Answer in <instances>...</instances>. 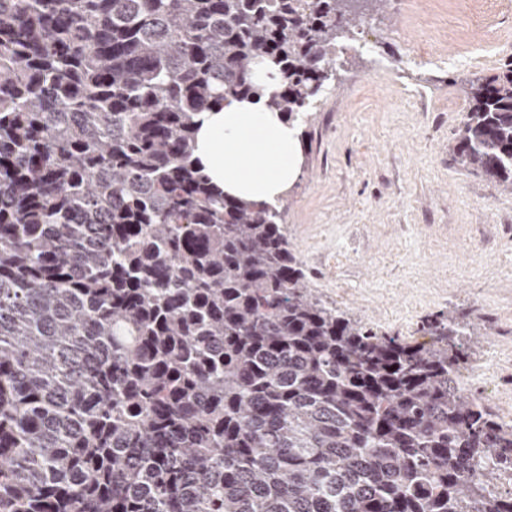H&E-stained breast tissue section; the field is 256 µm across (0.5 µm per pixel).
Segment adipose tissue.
<instances>
[{
  "label": "adipose tissue",
  "mask_w": 512,
  "mask_h": 512,
  "mask_svg": "<svg viewBox=\"0 0 512 512\" xmlns=\"http://www.w3.org/2000/svg\"><path fill=\"white\" fill-rule=\"evenodd\" d=\"M193 154L224 194L266 204L287 196L303 161L298 123L269 109L263 97L228 96L201 112Z\"/></svg>",
  "instance_id": "adipose-tissue-1"
}]
</instances>
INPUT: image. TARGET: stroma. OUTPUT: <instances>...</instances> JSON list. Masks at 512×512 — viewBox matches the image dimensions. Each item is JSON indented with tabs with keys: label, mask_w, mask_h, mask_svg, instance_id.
Returning a JSON list of instances; mask_svg holds the SVG:
<instances>
[{
	"label": "stroma",
	"mask_w": 512,
	"mask_h": 512,
	"mask_svg": "<svg viewBox=\"0 0 512 512\" xmlns=\"http://www.w3.org/2000/svg\"><path fill=\"white\" fill-rule=\"evenodd\" d=\"M385 0L303 126L304 161L281 213L306 281L377 335L430 343L467 326L465 392L512 416V192L452 154L476 79L512 63V0ZM423 62L408 63L409 44Z\"/></svg>",
	"instance_id": "stroma-1"
}]
</instances>
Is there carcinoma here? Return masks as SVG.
<instances>
[{
    "mask_svg": "<svg viewBox=\"0 0 512 512\" xmlns=\"http://www.w3.org/2000/svg\"><path fill=\"white\" fill-rule=\"evenodd\" d=\"M359 2L0 0V512H512L465 327L324 304L192 159L227 96L310 111ZM470 98L454 158L512 191V68Z\"/></svg>",
    "mask_w": 512,
    "mask_h": 512,
    "instance_id": "1",
    "label": "carcinoma"
}]
</instances>
